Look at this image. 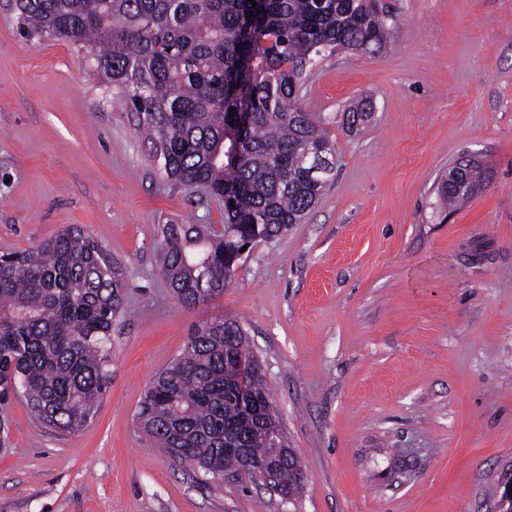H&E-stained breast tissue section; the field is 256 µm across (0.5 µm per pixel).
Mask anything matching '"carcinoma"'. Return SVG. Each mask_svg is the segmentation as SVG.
<instances>
[{
    "instance_id": "obj_1",
    "label": "carcinoma",
    "mask_w": 512,
    "mask_h": 512,
    "mask_svg": "<svg viewBox=\"0 0 512 512\" xmlns=\"http://www.w3.org/2000/svg\"><path fill=\"white\" fill-rule=\"evenodd\" d=\"M28 41L48 33L90 57L136 115L153 158L175 186L224 205V224H165L161 272L186 307L224 293L242 248L302 223L334 171L327 133L300 91L319 58L382 51L376 0H16ZM360 97L342 113L351 131L371 116ZM483 182L466 160L440 179L448 209ZM126 281L111 252L70 225L28 249L0 254V437L23 397L46 428L75 433L111 384L112 324ZM236 318L197 326L154 380L136 424L175 458L212 474L239 470L224 440L257 459L274 441L294 449Z\"/></svg>"
}]
</instances>
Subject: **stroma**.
I'll return each mask as SVG.
<instances>
[{
  "label": "stroma",
  "instance_id": "1",
  "mask_svg": "<svg viewBox=\"0 0 512 512\" xmlns=\"http://www.w3.org/2000/svg\"><path fill=\"white\" fill-rule=\"evenodd\" d=\"M0 0V251L82 226L122 266L112 380L93 420L58 435L24 399L0 447V512H497L512 470V0H381L372 55L319 59L302 89L335 147L303 223L253 246L195 307L160 267L164 224H220L172 185L76 51L28 42ZM368 97L371 121L341 114ZM486 179L443 211L438 178ZM237 317L261 360L304 492L281 498L155 447L135 424L196 325Z\"/></svg>",
  "mask_w": 512,
  "mask_h": 512
}]
</instances>
